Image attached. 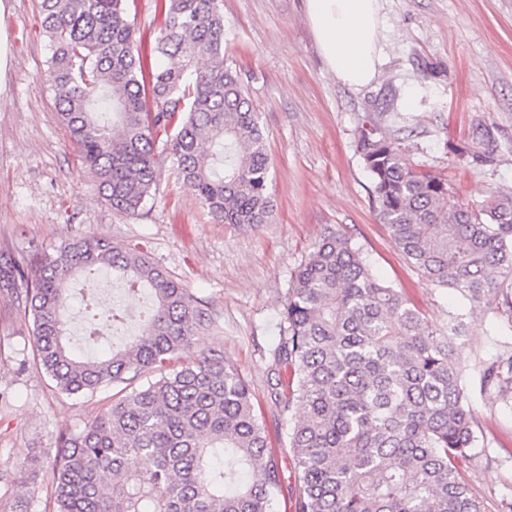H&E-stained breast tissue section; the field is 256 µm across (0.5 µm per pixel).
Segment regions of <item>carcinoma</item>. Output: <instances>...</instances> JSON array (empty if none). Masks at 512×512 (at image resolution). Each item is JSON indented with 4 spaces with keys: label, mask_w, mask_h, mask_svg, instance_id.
I'll list each match as a JSON object with an SVG mask.
<instances>
[{
    "label": "carcinoma",
    "mask_w": 512,
    "mask_h": 512,
    "mask_svg": "<svg viewBox=\"0 0 512 512\" xmlns=\"http://www.w3.org/2000/svg\"><path fill=\"white\" fill-rule=\"evenodd\" d=\"M158 2L151 53L164 65L147 74L126 0H38L62 122L112 209H142L168 162L215 223L266 224L267 135L225 61L220 0ZM358 152L395 247L433 285L496 313L512 287V194L469 206L371 119ZM102 267L131 294L148 289L151 308L132 343L83 359L67 337L63 284ZM0 294L32 321L34 362L58 391L121 387L83 430L59 436L54 456L16 470L21 484L48 471L52 512H273L281 477L249 385L224 357L193 354L197 300L148 255L72 239L25 265L1 262ZM87 312L93 343L99 321H123L94 304ZM283 319L269 386L282 411L299 410L286 427L294 512H484L459 472L478 442L456 356L464 315L448 313L442 330L425 325L361 247L331 232L292 275ZM181 355L186 363L165 371ZM478 374L480 390L512 402V344Z\"/></svg>",
    "instance_id": "cac0c4a2"
}]
</instances>
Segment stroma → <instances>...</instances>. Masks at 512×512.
Instances as JSON below:
<instances>
[{"instance_id":"obj_1","label":"stroma","mask_w":512,"mask_h":512,"mask_svg":"<svg viewBox=\"0 0 512 512\" xmlns=\"http://www.w3.org/2000/svg\"><path fill=\"white\" fill-rule=\"evenodd\" d=\"M224 52L268 137V189L275 211L258 226L216 224L170 168L142 210H112L82 167L60 121L49 79L51 50L36 0H0V258L26 263L75 236L142 249L197 299L195 353L218 354L251 385L257 414L282 473L279 512L298 488L286 417L269 391L271 353L283 331L292 275L328 232L349 236L376 275L405 293L423 321L444 326L460 299L423 279L392 243L372 204V180L357 151L367 118L404 139L411 159L448 179L471 206L512 192V0H379L384 39L376 78L353 88L331 72L306 0H222ZM481 145L494 161L460 159ZM98 293L123 289L101 273ZM68 284L72 348L89 353L80 298ZM457 343L485 456L461 477L485 512L512 497V405L480 394L479 361L512 343V321L468 313ZM32 324L0 296V512H48L49 476L32 488L12 475L34 453L54 452L112 401L113 388L64 396L32 358Z\"/></svg>"}]
</instances>
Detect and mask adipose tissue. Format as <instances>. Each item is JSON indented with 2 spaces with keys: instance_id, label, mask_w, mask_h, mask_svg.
Instances as JSON below:
<instances>
[{
  "instance_id": "adipose-tissue-1",
  "label": "adipose tissue",
  "mask_w": 512,
  "mask_h": 512,
  "mask_svg": "<svg viewBox=\"0 0 512 512\" xmlns=\"http://www.w3.org/2000/svg\"><path fill=\"white\" fill-rule=\"evenodd\" d=\"M321 53L338 80L372 81L380 63L379 0H307Z\"/></svg>"
}]
</instances>
